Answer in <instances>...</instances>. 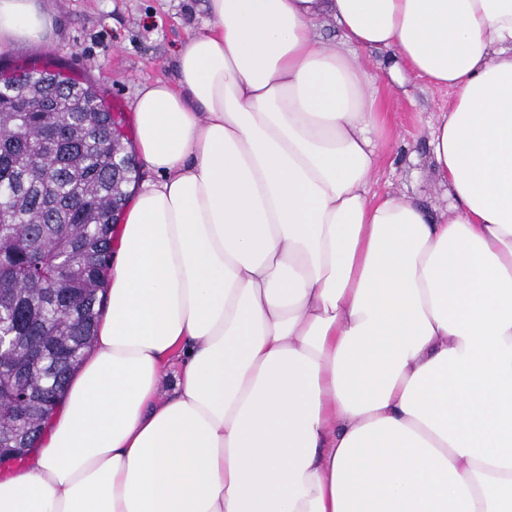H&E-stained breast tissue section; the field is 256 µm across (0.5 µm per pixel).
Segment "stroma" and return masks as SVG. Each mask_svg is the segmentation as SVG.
Wrapping results in <instances>:
<instances>
[{
	"label": "stroma",
	"instance_id": "stroma-1",
	"mask_svg": "<svg viewBox=\"0 0 512 512\" xmlns=\"http://www.w3.org/2000/svg\"><path fill=\"white\" fill-rule=\"evenodd\" d=\"M41 5L54 21L51 39L1 51L0 66L49 63L90 80L121 115L127 150L135 152L132 103L143 85L175 82L181 46L204 30L206 0H41ZM381 90L396 147L374 172L372 191L411 197L432 212L447 210V193L430 162L431 131L448 106L447 89L387 77Z\"/></svg>",
	"mask_w": 512,
	"mask_h": 512
}]
</instances>
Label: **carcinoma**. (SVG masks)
Wrapping results in <instances>:
<instances>
[{"label":"carcinoma","mask_w":512,"mask_h":512,"mask_svg":"<svg viewBox=\"0 0 512 512\" xmlns=\"http://www.w3.org/2000/svg\"><path fill=\"white\" fill-rule=\"evenodd\" d=\"M89 83L0 79V436L28 453L93 343L137 165Z\"/></svg>","instance_id":"carcinoma-1"}]
</instances>
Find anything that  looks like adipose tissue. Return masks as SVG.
Listing matches in <instances>:
<instances>
[{
  "label": "adipose tissue",
  "mask_w": 512,
  "mask_h": 512,
  "mask_svg": "<svg viewBox=\"0 0 512 512\" xmlns=\"http://www.w3.org/2000/svg\"><path fill=\"white\" fill-rule=\"evenodd\" d=\"M143 85L109 306L0 512H512V0H207ZM332 17L336 47L313 30ZM0 0V51L43 41ZM451 93L448 212L370 191L380 76Z\"/></svg>",
  "instance_id": "ef3b65f1"
}]
</instances>
